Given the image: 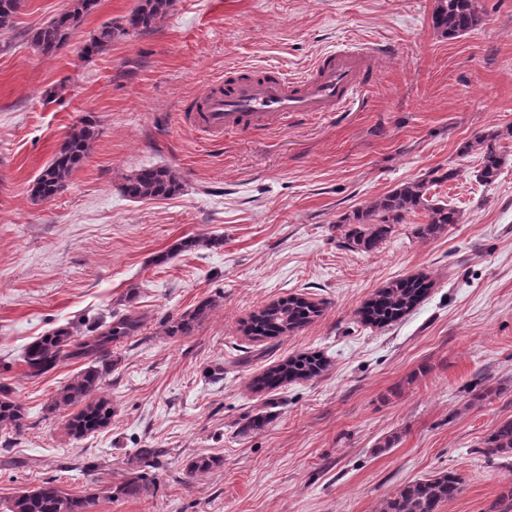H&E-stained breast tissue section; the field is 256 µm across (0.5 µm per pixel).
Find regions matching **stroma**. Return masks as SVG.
<instances>
[{"instance_id":"35a3bbf8","label":"stroma","mask_w":512,"mask_h":512,"mask_svg":"<svg viewBox=\"0 0 512 512\" xmlns=\"http://www.w3.org/2000/svg\"><path fill=\"white\" fill-rule=\"evenodd\" d=\"M434 0H175L149 32L95 55L83 48L136 0H99L55 54L34 31L69 0H25L0 30V388L27 426L0 429V504L52 480L93 497L90 512H380L402 485L443 470L461 492L438 512H485L512 479V458L483 439L512 418V159L498 181L474 176L461 143L512 127V0H481V26L449 40L431 26ZM378 51L377 79L342 111L301 114L265 130L208 142L181 107L227 72L309 73L326 51ZM96 136L66 190H30L80 118ZM169 167L182 192L123 196L125 177ZM438 167L460 224L434 240L397 225L375 251L344 246L340 216ZM201 240L173 254L176 243ZM432 282L397 321L375 327L359 310L388 282ZM300 294L324 311L304 328L255 340L251 314ZM215 307L189 336L166 320L204 299ZM143 317L112 345L101 394L110 423L76 436L60 389L87 367L72 359L30 376L23 352L59 326L112 312ZM327 370L258 390L291 356ZM502 387L477 404L474 391ZM266 411L264 428L247 430ZM160 455L147 493L116 492L136 449ZM200 456L212 469L189 474Z\"/></svg>"}]
</instances>
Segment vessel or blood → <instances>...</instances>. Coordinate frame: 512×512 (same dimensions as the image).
Returning a JSON list of instances; mask_svg holds the SVG:
<instances>
[{"label":"vessel or blood","instance_id":"vessel-or-blood-1","mask_svg":"<svg viewBox=\"0 0 512 512\" xmlns=\"http://www.w3.org/2000/svg\"><path fill=\"white\" fill-rule=\"evenodd\" d=\"M375 59L370 49L344 48L325 53L299 80L271 69L228 74L211 84L186 121L198 133L220 138L243 127L283 123L292 114L335 112L358 87L377 78Z\"/></svg>","mask_w":512,"mask_h":512}]
</instances>
